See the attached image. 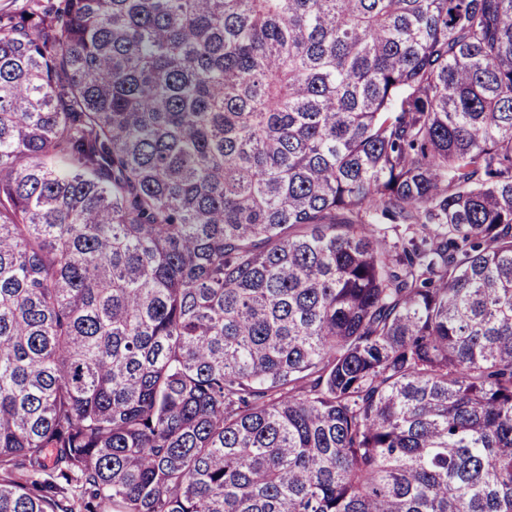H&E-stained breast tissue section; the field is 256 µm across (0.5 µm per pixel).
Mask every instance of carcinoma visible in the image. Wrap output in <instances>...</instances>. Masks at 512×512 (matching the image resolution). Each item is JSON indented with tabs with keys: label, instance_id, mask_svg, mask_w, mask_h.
Listing matches in <instances>:
<instances>
[{
	"label": "carcinoma",
	"instance_id": "cac0c4a2",
	"mask_svg": "<svg viewBox=\"0 0 512 512\" xmlns=\"http://www.w3.org/2000/svg\"><path fill=\"white\" fill-rule=\"evenodd\" d=\"M0 512H512V0L0 15Z\"/></svg>",
	"mask_w": 512,
	"mask_h": 512
}]
</instances>
